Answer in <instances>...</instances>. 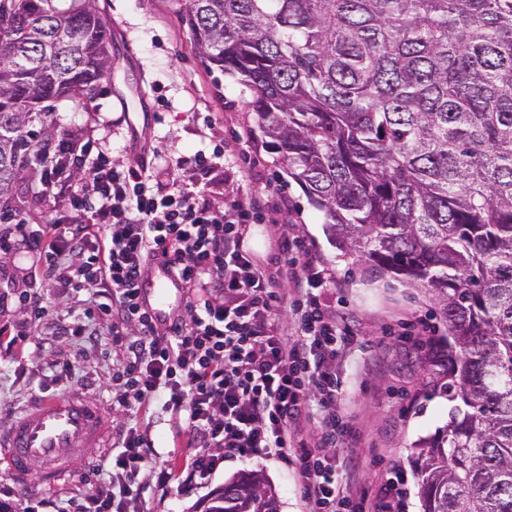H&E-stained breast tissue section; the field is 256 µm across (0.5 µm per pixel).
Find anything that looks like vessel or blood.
Listing matches in <instances>:
<instances>
[{
    "mask_svg": "<svg viewBox=\"0 0 512 512\" xmlns=\"http://www.w3.org/2000/svg\"><path fill=\"white\" fill-rule=\"evenodd\" d=\"M177 283L166 272L145 281L150 308L163 314ZM112 426L100 405L77 394L43 395L6 432H0V462L17 484H25L34 463H41L39 483L55 487L85 458L88 446L107 443Z\"/></svg>",
    "mask_w": 512,
    "mask_h": 512,
    "instance_id": "vessel-or-blood-1",
    "label": "vessel or blood"
}]
</instances>
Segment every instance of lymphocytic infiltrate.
<instances>
[{"mask_svg":"<svg viewBox=\"0 0 512 512\" xmlns=\"http://www.w3.org/2000/svg\"><path fill=\"white\" fill-rule=\"evenodd\" d=\"M44 167L42 191L67 200L68 215L34 231L13 219L0 250L23 245L35 269L63 288L93 294L87 317L109 320L112 345L123 353L115 382L125 420L116 427L118 453L106 486L66 501L21 502L1 486L0 512H144L138 477L151 459V440L128 417L158 402L191 447L179 468L156 470L160 497L201 488L225 458L272 457L298 465L307 512L397 507L403 473L372 494L352 490L329 465L328 449L356 439L338 411L343 389L336 375V345L352 332L332 303L335 274L296 231L277 229L276 268L244 250L265 198L246 194L221 209L199 191L154 189L146 167L115 169L78 129L46 146ZM159 260L187 296L184 313L168 319L155 315L141 294ZM281 278L295 293L286 320L276 314ZM15 298L24 318L0 331V354L22 359L31 343L28 320L45 307L28 289ZM305 419L317 423L307 442L298 437Z\"/></svg>","mask_w":512,"mask_h":512,"instance_id":"lymphocytic-infiltrate-1","label":"lymphocytic infiltrate"}]
</instances>
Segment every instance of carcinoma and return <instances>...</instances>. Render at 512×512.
<instances>
[{
  "mask_svg": "<svg viewBox=\"0 0 512 512\" xmlns=\"http://www.w3.org/2000/svg\"><path fill=\"white\" fill-rule=\"evenodd\" d=\"M0 0V220L42 176L47 116L112 68L97 0ZM249 89L342 258L422 288L448 325V423L413 445L422 512H512V0H180ZM205 512H277L257 472Z\"/></svg>",
  "mask_w": 512,
  "mask_h": 512,
  "instance_id": "carcinoma-1",
  "label": "carcinoma"
}]
</instances>
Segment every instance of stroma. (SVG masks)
<instances>
[{
    "instance_id": "35a3bbf8",
    "label": "stroma",
    "mask_w": 512,
    "mask_h": 512,
    "mask_svg": "<svg viewBox=\"0 0 512 512\" xmlns=\"http://www.w3.org/2000/svg\"><path fill=\"white\" fill-rule=\"evenodd\" d=\"M98 5L110 23L112 72L100 81L91 104L56 102L54 125L61 131L80 126L113 167L146 163L155 187L163 191L174 185L203 191L219 206L239 194L265 195L272 189L287 199L279 220L294 226L336 273V296L344 300L353 330L336 357V370L347 390L340 409L359 435L352 451L366 459L356 481L371 487L392 469L403 470L409 476L403 512H421L412 477V445L448 422L446 395L429 387L430 380L444 377L448 364L435 349L413 347L399 341L397 334L402 322L420 316L446 332L437 306L423 289L340 258L320 214L301 188L289 182L278 154L267 145L249 107L250 91L198 53L181 21L178 0H99ZM200 151L213 163L205 177L194 161ZM29 264L20 251L0 252V327L12 326L20 317L14 293ZM34 289L46 301L47 311L30 323L28 358H0V428L9 426L38 394L73 392L104 408L112 406V376L122 354L107 341L106 324H87L103 338L97 348L58 333L61 322L87 309V292L62 290L51 279L37 281ZM139 422L154 443L156 463L185 455L186 440L173 435L162 404H155ZM352 451L336 448L337 475H344ZM107 454L104 448L89 449L85 462L51 489L30 475L18 495L67 499L95 491L103 479L93 467ZM250 471L262 473L271 485L278 512H306L297 465L260 458L225 459L202 488L164 500L156 494L152 478H144L142 500L147 512H193L225 482Z\"/></svg>"
}]
</instances>
